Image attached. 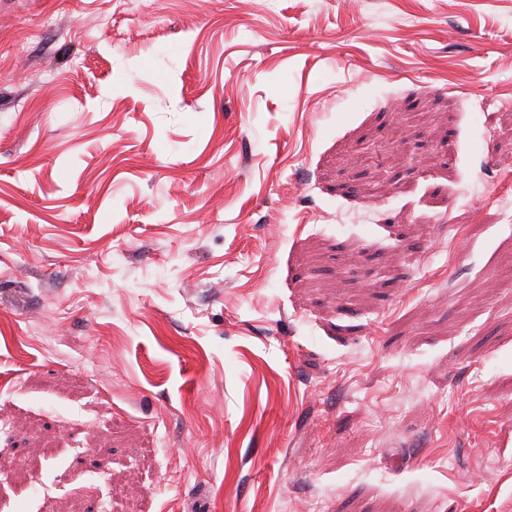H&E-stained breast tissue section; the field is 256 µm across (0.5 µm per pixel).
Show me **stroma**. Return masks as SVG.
Segmentation results:
<instances>
[{"mask_svg": "<svg viewBox=\"0 0 512 512\" xmlns=\"http://www.w3.org/2000/svg\"><path fill=\"white\" fill-rule=\"evenodd\" d=\"M509 213L512 0H0V512H512Z\"/></svg>", "mask_w": 512, "mask_h": 512, "instance_id": "stroma-1", "label": "stroma"}]
</instances>
